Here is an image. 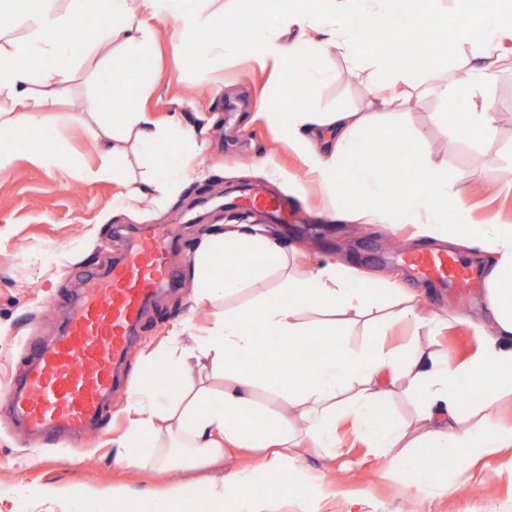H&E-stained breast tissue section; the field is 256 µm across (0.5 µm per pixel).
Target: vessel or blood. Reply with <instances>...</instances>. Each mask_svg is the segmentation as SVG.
<instances>
[{
    "instance_id": "vessel-or-blood-1",
    "label": "vessel or blood",
    "mask_w": 512,
    "mask_h": 512,
    "mask_svg": "<svg viewBox=\"0 0 512 512\" xmlns=\"http://www.w3.org/2000/svg\"><path fill=\"white\" fill-rule=\"evenodd\" d=\"M242 204L273 214L285 210L282 199L260 190L249 192ZM172 246L157 234L132 241L123 258L86 279L62 335L51 345H32L34 360L7 399L28 430L56 427L79 437L105 419L104 402L117 383L116 365L129 351L131 333L146 304L172 282ZM404 261L419 277L449 285L456 296L483 280L481 272L445 251L417 252Z\"/></svg>"
}]
</instances>
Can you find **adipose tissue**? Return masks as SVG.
I'll use <instances>...</instances> for the list:
<instances>
[{"instance_id": "1", "label": "adipose tissue", "mask_w": 512, "mask_h": 512, "mask_svg": "<svg viewBox=\"0 0 512 512\" xmlns=\"http://www.w3.org/2000/svg\"><path fill=\"white\" fill-rule=\"evenodd\" d=\"M56 2L39 0L38 7L16 16L19 37L0 42V100L6 102L0 107V130L22 134L40 126L42 112L67 94L62 71L33 72L32 60L98 57V75L114 92L106 119L93 131L101 148L97 167L84 172L88 179L118 178L129 141L148 150L161 139L176 138L189 145L190 158L203 150L195 131L162 127L136 105L143 88L138 69L130 65L129 51L153 37L141 21L146 14L169 21L175 40H194L196 63L227 50L245 51L256 62L278 70L282 78L300 74V86L308 95L328 78L316 61L329 47L352 68L375 72L367 87L374 110L390 109L415 89L412 70L391 66L380 54L364 55L361 48L362 32L392 25L395 0H312L307 12L296 10L293 0H278L273 26L226 40L204 35L211 0H68L63 9ZM98 9L112 18L109 32L93 47L72 39L73 29ZM293 27L300 37L291 41L287 33ZM454 37L461 44L480 41L485 50L466 62L464 81L434 80L429 89L460 110V136L491 133L498 114L477 97L498 77L499 49L512 43V0H492L477 23L461 15ZM275 119L333 199L350 194L361 199L371 187L385 185L387 203L361 205L356 220L414 224L422 237L441 239L443 204L454 200L463 219L455 242L491 255L494 263L487 299L490 322L480 327L477 349L467 361L457 363L448 354L425 352L421 338L439 335L445 321L423 316L414 294L401 290L396 309L377 325H404L411 335L404 349H388L376 340L357 349L338 346V336L372 313L375 282L355 277L344 264L333 261L302 273L290 270L288 254L276 241L241 224L227 226L208 237L194 257L195 298L223 300L272 270L281 272V284L245 308L224 311L192 346L181 341L183 327L174 329L172 344L163 354L167 377H158L156 368L148 367L128 394L136 418L129 439L119 445L118 461L161 468L203 466L246 448L256 455L254 472L264 474L268 494H256L254 472L239 471L192 487H172L160 498H142L135 503L136 512H224L228 506L233 512H269L275 501L292 503L296 512H318L321 489L286 467L294 463V450L303 444L326 458L338 457L336 431L344 423L372 453L386 456L390 471L413 496L428 489L444 492L448 485L431 470L410 467L406 449H422L427 457H449L458 476L467 478L478 460L512 453V424L491 412L500 398L512 395V224L465 223L462 195L449 192L443 160L427 149L413 158L394 157L403 176L386 183L369 158L377 139L393 143L404 131L397 125L375 129L371 112L305 107L276 113ZM307 312L313 321L304 320ZM259 327L287 343L303 336L319 339L324 346L319 365L307 369L287 353H260L255 333ZM208 373L223 376V390L206 386ZM388 384L416 402L418 418L427 424L423 433L410 436L408 423L384 412ZM261 385L283 410L265 425L252 426L248 419L257 412L253 395ZM289 406L301 407L302 426L288 418Z\"/></svg>"}]
</instances>
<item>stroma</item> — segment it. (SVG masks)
Masks as SVG:
<instances>
[{"instance_id": "1", "label": "stroma", "mask_w": 512, "mask_h": 512, "mask_svg": "<svg viewBox=\"0 0 512 512\" xmlns=\"http://www.w3.org/2000/svg\"><path fill=\"white\" fill-rule=\"evenodd\" d=\"M156 33L150 50L153 64L145 69L147 88L139 106L160 125L178 120L206 141L203 177L183 182L169 195L148 185L152 162L184 154L177 141L156 145L154 154L129 149L121 179L90 180L84 168L96 167L98 144L91 132L93 115L76 119L73 101H106L112 90L96 79V58L75 64L64 58H45L41 67L63 70L69 77L67 101L48 112L58 134L57 144L77 162L74 170H47L34 151L40 129L14 138L13 160L0 167V403L12 381L23 374L25 350L31 340L52 343L71 302L79 274L97 270L124 250L128 236L143 232L169 233L175 243L170 265L175 284L147 308L120 369V381L107 407L109 424L91 428L78 442L24 432L0 410V512H40L45 488L70 495L69 512H112L111 504H90L81 494L89 487H119L131 498L160 497L179 483L251 469L253 461L235 453L211 466L141 468L117 462L116 440L125 436L134 418L128 393L138 383L144 365L171 343L175 326L190 322L195 330L212 325L224 309L241 308L267 289L277 287V275L225 302L196 301L189 270L204 236L228 224L261 227L281 242L294 270L314 268L334 259L356 274L385 281L379 304L392 298L390 285L418 290L426 314L447 317L434 349L461 361L478 345L477 322L488 316L486 290L470 299L449 297L446 287L415 278L400 253L422 251L412 224L386 227L363 224L348 217L332 218V203L313 183L302 156L290 147L281 130L262 112L259 102L273 100L297 111L304 107L298 78L282 82L244 56L212 58L198 69H180L176 55L193 56L192 43H173L170 27L152 18ZM320 64L333 74L314 91V105L323 112L338 109L370 111L364 77L355 75L336 49L324 53ZM484 97L499 120L492 135L462 138L446 120L444 102L435 94L416 92L405 103L375 114V126L404 129L412 151L429 148L444 160L448 186L460 191L472 224H512V59L505 60L497 81ZM287 198L297 215L280 224L261 210L221 207L252 189ZM141 192L138 210L125 209L121 198ZM342 456L328 460L308 446L297 450L298 467L323 485L321 512H350L362 500L368 512H406L407 496L384 474L385 461L369 455L350 427L338 431ZM502 459L479 463L476 476L465 482L448 474V490L424 494L413 501L417 512H512V479L501 475Z\"/></svg>"}]
</instances>
